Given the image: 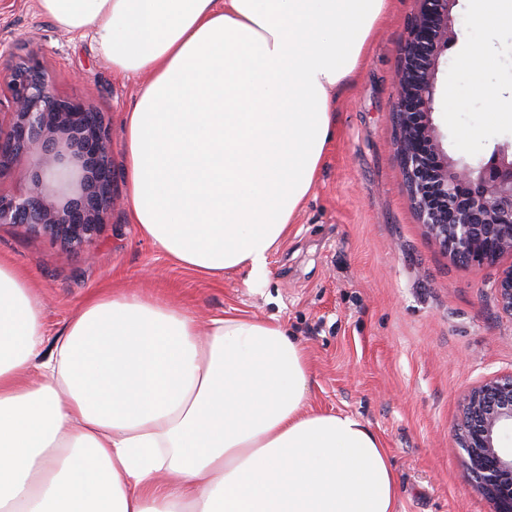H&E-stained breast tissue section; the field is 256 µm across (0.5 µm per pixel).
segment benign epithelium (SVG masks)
Returning <instances> with one entry per match:
<instances>
[{
	"mask_svg": "<svg viewBox=\"0 0 512 512\" xmlns=\"http://www.w3.org/2000/svg\"><path fill=\"white\" fill-rule=\"evenodd\" d=\"M397 76L398 155L411 202L429 234L458 261L492 265L512 254V142L496 144L474 162L455 159L443 145L433 114L445 51L457 42L452 9L458 0H419ZM12 104L0 126V177L24 166L38 144L67 158L80 173L78 192L57 205V189L42 174L21 194L0 193V224L41 229L67 244L100 231L112 209V134L99 113L76 98L56 96L34 58L16 61L6 76ZM512 315V266L493 285ZM512 373L472 388L456 432L469 472L495 505L512 512Z\"/></svg>",
	"mask_w": 512,
	"mask_h": 512,
	"instance_id": "7a95c632",
	"label": "benign epithelium"
}]
</instances>
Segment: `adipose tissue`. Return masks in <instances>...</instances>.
Listing matches in <instances>:
<instances>
[{"instance_id": "adipose-tissue-1", "label": "adipose tissue", "mask_w": 512, "mask_h": 512, "mask_svg": "<svg viewBox=\"0 0 512 512\" xmlns=\"http://www.w3.org/2000/svg\"><path fill=\"white\" fill-rule=\"evenodd\" d=\"M386 5L37 0L140 80L123 116L130 223L200 276L253 287ZM310 388L283 323L203 326L156 296H93L50 336L29 274L0 261V512H396L381 440L313 409Z\"/></svg>"}]
</instances>
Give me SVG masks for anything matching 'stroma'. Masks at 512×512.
<instances>
[{
  "instance_id": "stroma-1",
  "label": "stroma",
  "mask_w": 512,
  "mask_h": 512,
  "mask_svg": "<svg viewBox=\"0 0 512 512\" xmlns=\"http://www.w3.org/2000/svg\"><path fill=\"white\" fill-rule=\"evenodd\" d=\"M417 9L418 0H389L361 75L336 92V134L317 184L272 255L268 281L251 288L240 273L214 280L181 267L129 223L122 118L138 79L113 73L91 38L59 30L36 0H0V70L34 57L56 94L100 113L114 169V202L95 238L70 248L0 224V258L32 272L54 335L106 288L159 296L203 323L236 314L284 323L307 350L313 407L353 415L381 439L397 512H494L455 433L468 391L512 372V316L493 290L512 256L479 269L455 260L411 205L393 112ZM474 12L475 0H458L452 11L458 40L442 58L433 115L445 149L469 161L512 140V27L478 26ZM475 51L489 58L476 79L461 64ZM490 89L501 95L497 118Z\"/></svg>"
}]
</instances>
